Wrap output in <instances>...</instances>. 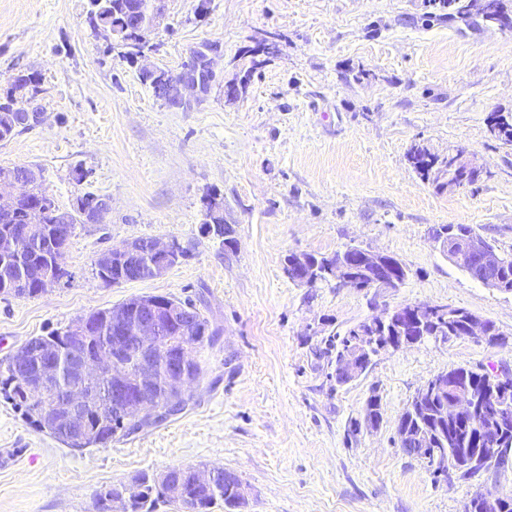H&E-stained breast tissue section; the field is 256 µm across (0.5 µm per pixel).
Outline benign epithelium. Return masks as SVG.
<instances>
[{
	"mask_svg": "<svg viewBox=\"0 0 512 512\" xmlns=\"http://www.w3.org/2000/svg\"><path fill=\"white\" fill-rule=\"evenodd\" d=\"M147 18L142 20L137 33L140 41H146L148 33L160 19L161 11L156 0H148ZM223 45L218 41H206L194 47L187 60L176 73L163 69L146 67L144 71L157 78L156 92L160 97L166 96L168 86L175 85L179 89V108L188 110L204 101L217 85L223 87L224 96H233L230 85L224 82ZM31 181V175L23 174L21 168L0 169V213L12 210L17 197ZM48 201H42L30 209L28 223L20 228L0 235V260L4 263L22 261L24 249L38 246L41 243L43 222ZM74 210L80 213L91 212L90 224H101L109 212L103 204L87 205L84 200H76ZM221 213L220 197L210 195L203 198V227L205 235H213L229 240L233 236L229 224H217L215 218ZM356 248L348 247L341 251L338 260L319 269V264L304 254H296L284 262V273L293 282L311 287L318 281L333 283L338 288H364V284L355 276L352 256ZM476 252L480 257V268L485 276V283L492 287L498 281L501 267L499 251L487 249L475 242L459 253L449 254L450 260H462L464 254ZM67 246L62 244L53 249L50 265L42 267L30 265L21 270L23 278L17 281L16 287L26 288L32 282L41 287H54V273L65 268ZM367 263L372 270L367 272L371 279V287L391 289L395 282L384 276L383 257L379 252L364 251ZM146 258L147 266L153 278L162 277L168 269L181 259L178 243L168 238H152L147 247H142L136 240L126 241L115 246L98 257V267L105 272L115 264H124L130 259ZM439 314L453 319L455 313L447 311V307L429 303H406L392 309H381L369 319L363 321L354 338L355 349L345 352L335 359V375L349 382L362 374L361 360L367 349L382 353L397 351L405 344V337L384 340L373 336L369 330L383 327L388 323H396L403 329L407 324L425 327L428 317ZM181 310L173 301L149 299L137 303L134 308L120 307L112 310V338L99 347L95 354L87 358L72 357L69 361L70 379L72 382L59 392L56 402L47 404L43 410L46 421L61 427L73 437H80L86 432L84 418L85 409L94 403H101L105 396L99 391L101 379L112 374L116 384L112 386V405L119 414L131 421L151 423L165 417L169 407L157 403L153 398L157 386V374L163 375L164 387L167 392L186 398L184 388L194 384L198 378L190 371L195 361L196 345L191 342L181 344L177 349L162 339L166 322L180 318ZM492 329L488 320L472 313L467 322L469 336L480 340L486 338ZM138 348L136 361L122 366L118 356L127 348ZM61 373V361L53 352L40 355L38 375L25 383L27 397L38 400L56 387ZM442 394L441 407L444 418H455L467 408H471V397L468 392L448 383V373L442 372L434 376L422 386L413 400L424 403L434 392ZM195 482L205 489L214 486L216 469L199 468L191 470ZM143 502V488L136 480L121 484L112 493L111 512H139Z\"/></svg>",
	"mask_w": 512,
	"mask_h": 512,
	"instance_id": "7a95c632",
	"label": "benign epithelium"
}]
</instances>
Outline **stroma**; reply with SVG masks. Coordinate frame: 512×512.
<instances>
[{
	"mask_svg": "<svg viewBox=\"0 0 512 512\" xmlns=\"http://www.w3.org/2000/svg\"><path fill=\"white\" fill-rule=\"evenodd\" d=\"M163 0L144 57L126 59L89 24L90 0H0V95L20 74L41 81L40 121L0 142V167L40 166L60 209L105 198L104 223L77 225L68 278L36 298L0 295V364L28 339L142 295L192 300L220 337L198 350L186 409L104 447L66 448L0 399V512H98L95 493L140 472L204 465L234 472L247 512H462L477 492H512V468L469 480L434 476L396 433L414 393L454 366L512 368V344L432 340L374 357L337 385L328 341L382 307L464 308L512 335V294L482 285L434 244L470 224L512 254V146L488 118L512 111V29L448 21L431 0ZM278 44L258 69L239 56ZM205 41L224 45V79L247 78L193 110L169 107L143 64L178 71ZM369 80H346L349 69ZM465 151L475 185L436 192L413 168V144ZM89 176L76 182L73 171ZM224 197L235 251L200 232L202 197ZM141 237L189 254L165 276L103 283L102 251ZM349 246L390 254L397 288L299 285L291 253ZM383 424L350 436L370 395Z\"/></svg>",
	"mask_w": 512,
	"mask_h": 512,
	"instance_id": "35a3bbf8",
	"label": "stroma"
}]
</instances>
